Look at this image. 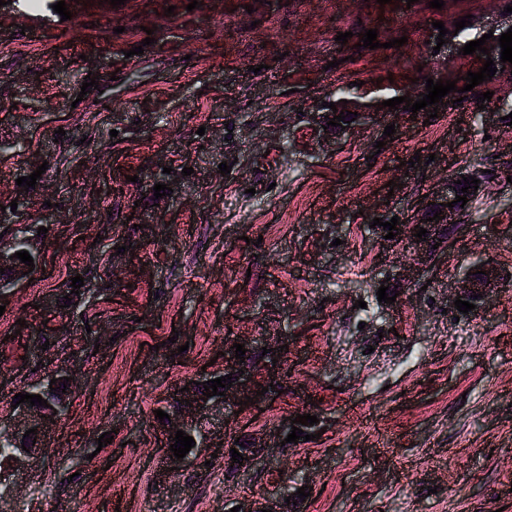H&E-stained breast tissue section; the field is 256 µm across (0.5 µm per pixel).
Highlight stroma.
Here are the masks:
<instances>
[{
    "label": "stroma",
    "instance_id": "35a3bbf8",
    "mask_svg": "<svg viewBox=\"0 0 512 512\" xmlns=\"http://www.w3.org/2000/svg\"><path fill=\"white\" fill-rule=\"evenodd\" d=\"M65 2V21L0 6V235L26 229L39 253L0 314V421L18 424L27 385L70 378L29 466L0 471V512H224L242 497H289V512H512V92L404 114L390 141L380 115L337 134L326 106L343 84L362 103L415 100L441 68L464 75L478 59L434 50V22L500 16L505 0ZM369 29L378 49L360 45ZM41 165L35 188L17 185ZM475 165L497 177L461 233L379 302L413 251L374 219H410ZM158 183L171 195L155 198ZM490 260L508 274L498 293L464 316L446 308L444 288ZM37 332L49 349L31 348ZM233 336L257 351L288 339L281 395L209 421L267 432L266 461L231 473L218 446L167 472L154 412L203 367L223 371ZM296 414L318 422L294 445L280 428Z\"/></svg>",
    "mask_w": 512,
    "mask_h": 512
}]
</instances>
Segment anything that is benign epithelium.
<instances>
[{"mask_svg":"<svg viewBox=\"0 0 512 512\" xmlns=\"http://www.w3.org/2000/svg\"><path fill=\"white\" fill-rule=\"evenodd\" d=\"M468 176V173L461 175L457 174L448 179V188L443 193H438L427 199L422 207V212L425 214H435L442 212L444 219L439 222L430 224V227L436 229L452 228L457 225V219L462 213L461 203L455 201V197L462 192L460 185L456 181L462 177ZM452 203V207H441V204ZM418 221L411 220L407 224H400L397 226L399 235L396 239L403 241H411L417 243V247L423 250V256L432 258L435 250L432 249L431 240L417 242L415 237ZM19 251V243L13 239L8 245L0 243V268H12V276L0 281V296L12 290L17 283L24 278V273L29 271V266L20 262L19 259L14 257V254ZM484 273L478 274L474 271L464 275L458 280L454 287L449 289L448 307H454V301L461 299L466 301L472 300L473 303H484L491 296H493L504 281V276L499 268L493 262H486L482 266ZM479 295V298H474V295ZM242 344L244 348L251 347L250 340L246 338L236 337L231 341L224 344V370L232 374V387L226 390V396L220 395L212 396L207 400H201L203 394L199 393L195 384L188 385V390L183 392H176V401L180 402L178 409L172 414V418L167 420V431L170 435H175L176 431L183 430L187 434L194 433L195 430H200L201 440H208L207 431L201 429L200 421L212 410L222 409L228 405H239V402L246 401V397L253 398V402L269 400L274 396V391L270 389V384H278L279 380V366L272 365V360L282 361L284 352L280 351V346L283 345L281 339H276L270 346L272 352L266 354L263 363L257 366H244L239 363L235 358V350L231 349L233 344ZM244 371V374H239V371ZM268 388V392L264 395H257V391L262 388ZM67 407L66 401H61L52 409H42L36 406H31L27 403L19 404L20 414L26 418L25 429L32 427L37 428V433H42L50 426V421L59 420L65 412ZM249 447L239 449L242 453L244 460L243 464H234L236 471L248 472L261 463V457L264 452V446L256 443V438L248 437Z\"/></svg>","mask_w":512,"mask_h":512,"instance_id":"1","label":"benign epithelium"}]
</instances>
